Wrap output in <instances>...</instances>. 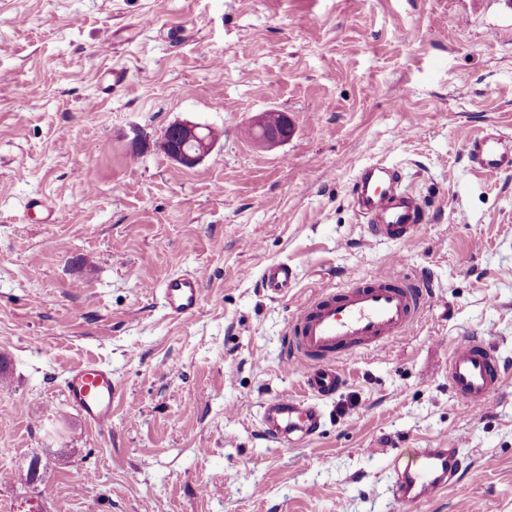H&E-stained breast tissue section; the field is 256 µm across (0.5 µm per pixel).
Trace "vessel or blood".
Segmentation results:
<instances>
[{
  "label": "vessel or blood",
  "mask_w": 512,
  "mask_h": 512,
  "mask_svg": "<svg viewBox=\"0 0 512 512\" xmlns=\"http://www.w3.org/2000/svg\"><path fill=\"white\" fill-rule=\"evenodd\" d=\"M471 156L479 169L512 171V139L487 133L477 139ZM353 202L373 238L397 245L412 244L423 231L422 202L399 187L395 169L379 162L361 167L353 181ZM296 274L291 266L265 268L264 285L272 295L286 294ZM167 314L176 320L193 316L202 301L201 277L174 273L156 284ZM426 279H395L383 274L351 277L322 289L291 318L286 331L287 363L303 375L304 393L264 404V438L281 446L300 445L318 435L323 402L341 388L339 362L359 357L371 347L386 348L420 320L430 297ZM508 369L481 336L463 338L448 357V384L460 401L479 410L500 391ZM69 404L85 423L102 428L112 422V371L89 362L66 373ZM393 495L404 503L436 498L467 469L456 441L439 448H409L392 457Z\"/></svg>",
  "instance_id": "vessel-or-blood-1"
}]
</instances>
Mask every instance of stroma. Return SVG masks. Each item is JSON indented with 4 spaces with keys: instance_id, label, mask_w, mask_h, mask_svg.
Wrapping results in <instances>:
<instances>
[{
    "instance_id": "1",
    "label": "stroma",
    "mask_w": 512,
    "mask_h": 512,
    "mask_svg": "<svg viewBox=\"0 0 512 512\" xmlns=\"http://www.w3.org/2000/svg\"><path fill=\"white\" fill-rule=\"evenodd\" d=\"M106 67L127 90L101 94ZM267 111L294 131L259 149ZM175 122L216 135L195 167L159 146ZM488 131L512 136V0H0V512H512V373L473 411L446 361L468 333L512 361V172L469 154ZM375 161L427 206L413 245L354 210ZM173 273L202 276L184 321L151 290ZM371 273L429 280L425 313L344 363L312 441L270 445L263 403L302 388L289 320ZM87 360L112 369L103 429L64 394ZM451 437L461 480L395 500L391 456ZM295 278L294 270L285 263L271 264L265 268L263 273L265 288L275 296L286 294Z\"/></svg>"
}]
</instances>
